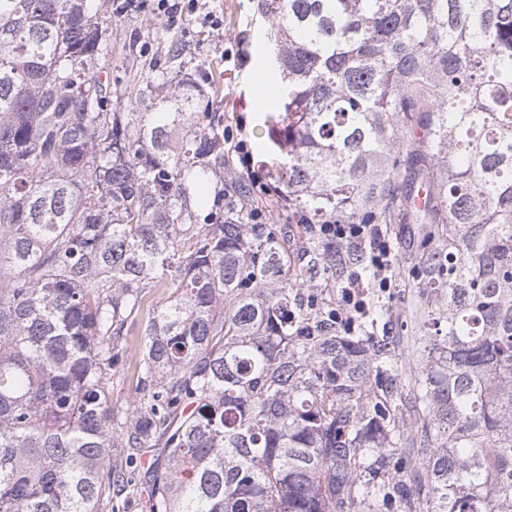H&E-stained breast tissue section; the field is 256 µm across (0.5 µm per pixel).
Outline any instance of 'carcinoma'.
<instances>
[{
	"mask_svg": "<svg viewBox=\"0 0 512 512\" xmlns=\"http://www.w3.org/2000/svg\"><path fill=\"white\" fill-rule=\"evenodd\" d=\"M93 0H0V512H106L110 449L159 453L150 512L413 509L381 363L291 297L266 224L224 192V116L161 73L144 112L106 111ZM284 116L288 204L378 222L396 199L397 123L432 97L414 212L448 225L420 282L431 311L421 399L433 512H512V0H257ZM196 190L213 184L198 223ZM149 405L112 431L129 321ZM140 310L135 314L134 324L124 340L125 352L119 363L112 368V386L109 400L112 405V416L116 427L125 420L137 405L139 395L135 388L141 377V358L143 345V330L148 320L153 316L157 306L168 300L174 288H170L166 276L155 288H148Z\"/></svg>",
	"mask_w": 512,
	"mask_h": 512,
	"instance_id": "cac0c4a2",
	"label": "carcinoma"
}]
</instances>
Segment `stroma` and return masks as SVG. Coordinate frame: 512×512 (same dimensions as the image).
Listing matches in <instances>:
<instances>
[{"mask_svg":"<svg viewBox=\"0 0 512 512\" xmlns=\"http://www.w3.org/2000/svg\"><path fill=\"white\" fill-rule=\"evenodd\" d=\"M104 18L105 64L100 79L112 90L107 106L111 112H138L139 89L152 79L154 69L167 67L171 47L181 51L184 72L206 85L207 103L199 111L224 116V131L246 140L267 185L254 189L241 173L235 152H224V186L238 191L245 210H260L271 224L288 254L285 280L296 298L315 297L333 306L340 299V281L347 271L343 260L353 245L337 246L336 268L320 271L316 279L307 274L308 253L314 248L309 234L297 224L281 190L282 164L268 147L267 122L278 119L280 100L260 103L254 97L255 72L268 64L269 22L257 9V0H198L196 11H184L177 24H169L156 11V0H97ZM223 16L220 30L202 28L206 12ZM388 238L395 254V270L388 290L368 289L367 311L359 323L362 336H385L389 351L383 365L397 382V413L405 436L419 439L427 423V409L419 398L418 382L424 368L427 301L429 289L414 275L424 253L441 246L446 228L441 224H418L403 207H395L386 220ZM168 281L148 289L134 324L124 340L125 352L112 369L109 400L115 421H123L137 404L135 391L141 376L143 330L157 306L168 300Z\"/></svg>","mask_w":512,"mask_h":512,"instance_id":"obj_1","label":"stroma"}]
</instances>
